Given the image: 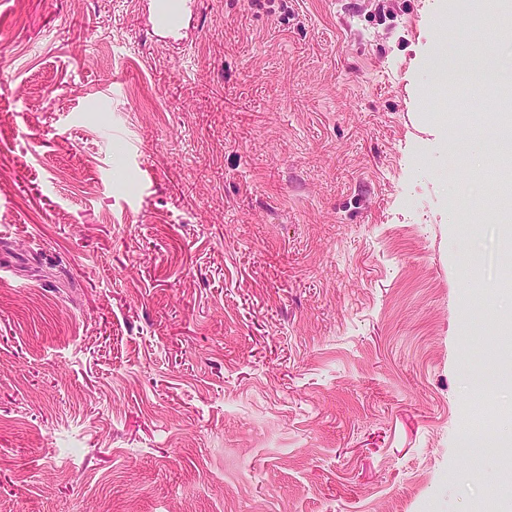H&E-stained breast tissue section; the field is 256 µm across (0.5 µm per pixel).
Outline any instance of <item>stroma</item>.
<instances>
[{
	"mask_svg": "<svg viewBox=\"0 0 512 512\" xmlns=\"http://www.w3.org/2000/svg\"><path fill=\"white\" fill-rule=\"evenodd\" d=\"M151 14L0 0V512H512V0ZM197 0H154L151 34L156 40L171 42L174 34L183 33L189 16L197 11Z\"/></svg>",
	"mask_w": 512,
	"mask_h": 512,
	"instance_id": "obj_1",
	"label": "stroma"
}]
</instances>
